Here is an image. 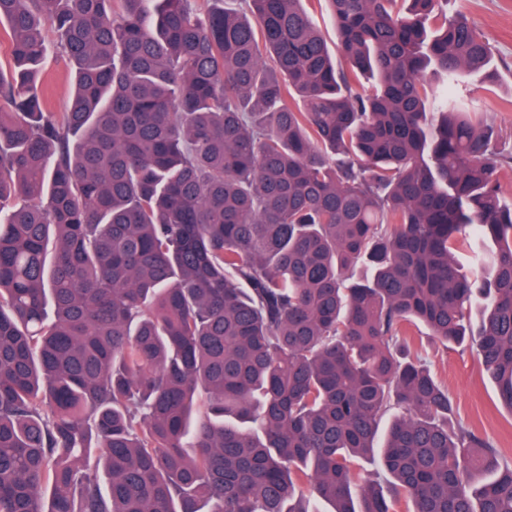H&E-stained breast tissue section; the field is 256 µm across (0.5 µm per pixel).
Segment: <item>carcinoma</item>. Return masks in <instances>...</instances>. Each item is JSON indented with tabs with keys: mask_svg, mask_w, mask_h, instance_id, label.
Returning <instances> with one entry per match:
<instances>
[{
	"mask_svg": "<svg viewBox=\"0 0 512 512\" xmlns=\"http://www.w3.org/2000/svg\"><path fill=\"white\" fill-rule=\"evenodd\" d=\"M234 2L0 0V512H512L414 353L512 411V151L430 85L490 48L448 0H328L334 55ZM42 89L55 112H66L72 93V71L60 58L50 56L41 78Z\"/></svg>",
	"mask_w": 512,
	"mask_h": 512,
	"instance_id": "1",
	"label": "carcinoma"
}]
</instances>
